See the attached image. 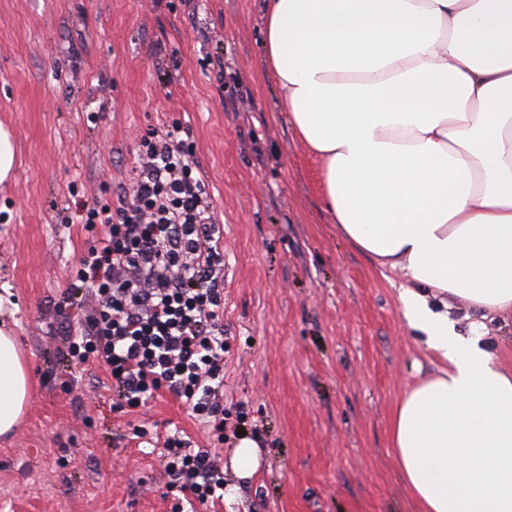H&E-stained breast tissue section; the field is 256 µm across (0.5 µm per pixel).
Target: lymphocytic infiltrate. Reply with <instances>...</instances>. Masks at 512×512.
Masks as SVG:
<instances>
[{
	"label": "lymphocytic infiltrate",
	"mask_w": 512,
	"mask_h": 512,
	"mask_svg": "<svg viewBox=\"0 0 512 512\" xmlns=\"http://www.w3.org/2000/svg\"><path fill=\"white\" fill-rule=\"evenodd\" d=\"M180 125L149 130L131 194L80 206L96 235L77 272L97 307L77 310L67 354L110 374L121 409L167 390L216 434L224 432V259L212 203L195 177ZM167 486L214 506L224 487L215 454L174 434L164 442Z\"/></svg>",
	"instance_id": "obj_1"
}]
</instances>
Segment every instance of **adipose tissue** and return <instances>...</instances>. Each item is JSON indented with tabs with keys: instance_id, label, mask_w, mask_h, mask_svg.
<instances>
[{
	"instance_id": "1",
	"label": "adipose tissue",
	"mask_w": 512,
	"mask_h": 512,
	"mask_svg": "<svg viewBox=\"0 0 512 512\" xmlns=\"http://www.w3.org/2000/svg\"><path fill=\"white\" fill-rule=\"evenodd\" d=\"M263 36L334 224L404 273L437 361L391 420L417 512H512V369L446 312L512 316V0H267ZM28 398L0 328V436Z\"/></svg>"
}]
</instances>
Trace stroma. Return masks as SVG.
I'll return each mask as SVG.
<instances>
[{"label":"stroma","instance_id":"1","mask_svg":"<svg viewBox=\"0 0 512 512\" xmlns=\"http://www.w3.org/2000/svg\"><path fill=\"white\" fill-rule=\"evenodd\" d=\"M265 0H0V125L16 150L0 184V323L30 376L0 438V512H173L149 434L215 451L217 512H412L390 441L404 392L437 363L407 325L404 279L381 274L332 222L319 160L298 141L263 64ZM223 69H216V59ZM189 130L224 241L223 439L170 394L112 408L98 363L70 364L64 298L92 239L77 204L128 188L148 128ZM462 335L512 368V318L449 302ZM261 466L238 478L240 437Z\"/></svg>","mask_w":512,"mask_h":512}]
</instances>
